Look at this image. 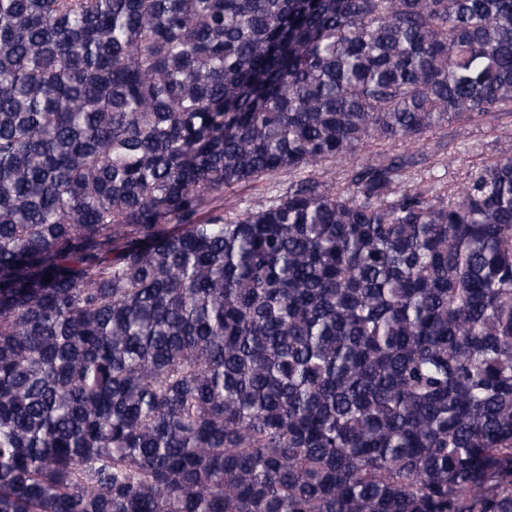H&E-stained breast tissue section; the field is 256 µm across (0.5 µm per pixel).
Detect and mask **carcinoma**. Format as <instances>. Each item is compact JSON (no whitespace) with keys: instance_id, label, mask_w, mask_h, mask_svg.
<instances>
[{"instance_id":"obj_1","label":"carcinoma","mask_w":512,"mask_h":512,"mask_svg":"<svg viewBox=\"0 0 512 512\" xmlns=\"http://www.w3.org/2000/svg\"><path fill=\"white\" fill-rule=\"evenodd\" d=\"M504 117L512 0H0V512H512ZM507 127L499 130L490 128L484 123H476L467 127L465 136L463 130L455 124H447L428 132L423 140L425 145L435 141L448 143L447 154L444 156L446 178L448 182L460 181L465 170L472 165H478L481 161L500 156L512 155V118L508 117ZM460 143H467L472 147L470 153L458 152Z\"/></svg>"}]
</instances>
